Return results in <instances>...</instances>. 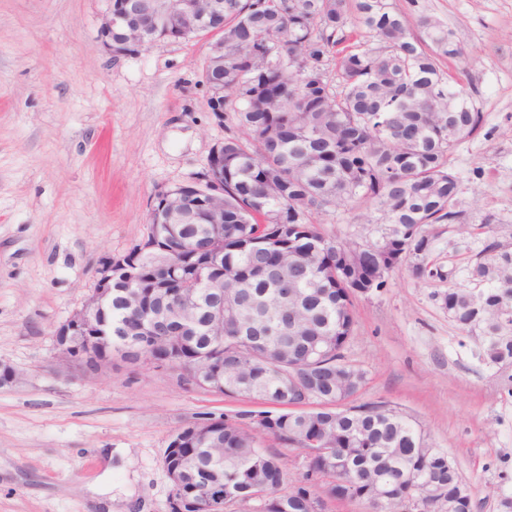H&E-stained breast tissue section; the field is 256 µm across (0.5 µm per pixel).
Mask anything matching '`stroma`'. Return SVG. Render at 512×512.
Listing matches in <instances>:
<instances>
[{"mask_svg": "<svg viewBox=\"0 0 512 512\" xmlns=\"http://www.w3.org/2000/svg\"><path fill=\"white\" fill-rule=\"evenodd\" d=\"M446 26L463 55L442 59L485 119L450 167L470 216L512 224V0H394ZM107 0H0V512H167L163 456L182 422L259 407L118 364L92 378L54 361V332L94 290L102 257L149 233L156 193L193 183L232 119L209 112L210 42H161L113 56ZM481 240L432 246L433 277L395 268L354 301L345 355L357 400L407 409L470 482L476 512L512 496V367L488 364L438 295L469 286Z\"/></svg>", "mask_w": 512, "mask_h": 512, "instance_id": "obj_1", "label": "stroma"}]
</instances>
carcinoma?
<instances>
[{
  "label": "carcinoma",
  "mask_w": 512,
  "mask_h": 512,
  "mask_svg": "<svg viewBox=\"0 0 512 512\" xmlns=\"http://www.w3.org/2000/svg\"><path fill=\"white\" fill-rule=\"evenodd\" d=\"M222 29L204 83L224 90L238 132L224 137V223L200 204L188 224L155 206L147 239L112 262V323L118 350L135 363L142 320L169 336L163 357L198 386L228 396L318 408L261 420L254 411L209 416L185 427L165 456L187 455L173 485L224 512L235 496L267 493L259 512H315L341 497L368 512H475L471 486L418 420L385 402L357 404L365 383L344 350L353 299L384 288L406 265L433 276L428 257L445 232L468 227L449 158L483 128V113L444 77L439 58L463 54L429 17L415 25L389 0H222ZM369 212L354 240L324 234L315 216L350 203ZM487 234L471 265L473 288L439 298L460 328L480 333L493 364L512 359V234L484 216ZM179 288L197 289L201 325L216 337L178 332L165 315ZM308 456L298 484L283 490L280 455Z\"/></svg>",
  "instance_id": "1"
}]
</instances>
